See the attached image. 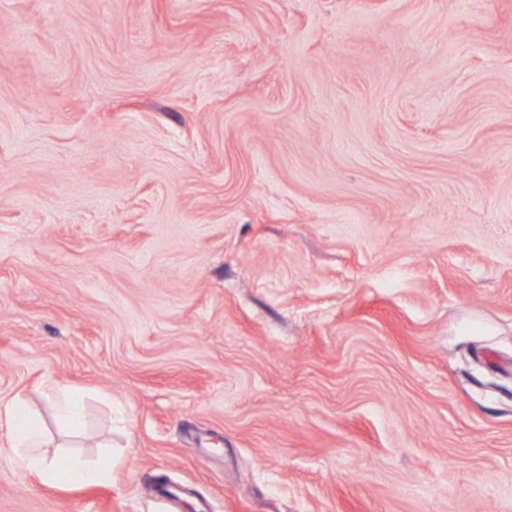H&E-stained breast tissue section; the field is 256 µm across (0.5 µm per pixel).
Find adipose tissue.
<instances>
[{"label":"adipose tissue","instance_id":"ef3b65f1","mask_svg":"<svg viewBox=\"0 0 512 512\" xmlns=\"http://www.w3.org/2000/svg\"><path fill=\"white\" fill-rule=\"evenodd\" d=\"M42 395L52 405L60 425L73 432L82 429L84 415L79 396L58 385L47 386ZM0 434L7 439L8 452L42 482L57 485L67 476L78 484H94L112 477L111 466L92 464L79 456L58 463L56 457L47 452L50 439L21 397L0 402Z\"/></svg>","mask_w":512,"mask_h":512}]
</instances>
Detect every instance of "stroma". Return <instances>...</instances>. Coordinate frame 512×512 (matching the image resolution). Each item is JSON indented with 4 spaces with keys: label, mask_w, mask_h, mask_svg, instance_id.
<instances>
[{
    "label": "stroma",
    "mask_w": 512,
    "mask_h": 512,
    "mask_svg": "<svg viewBox=\"0 0 512 512\" xmlns=\"http://www.w3.org/2000/svg\"><path fill=\"white\" fill-rule=\"evenodd\" d=\"M17 395L0 512H512V0H0ZM42 395L52 405L60 425L73 432L82 429L84 415L79 396L58 385L47 386ZM7 439L6 449L29 472L44 483L60 484L62 474L56 456L43 448L52 442L32 417L28 404L20 396L0 401V434ZM67 474L78 484H94L112 478V464L96 465L87 462L80 456L66 460Z\"/></svg>",
    "instance_id": "1"
}]
</instances>
